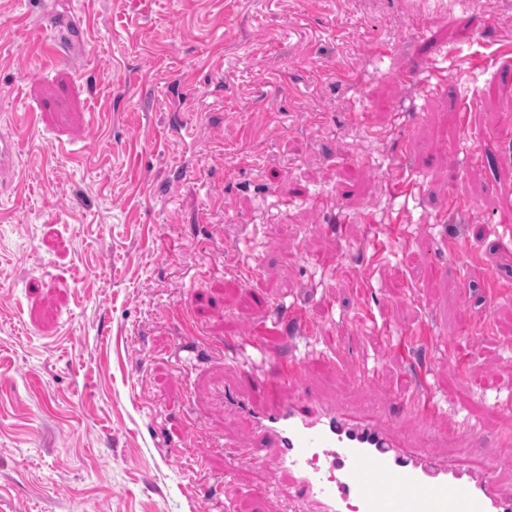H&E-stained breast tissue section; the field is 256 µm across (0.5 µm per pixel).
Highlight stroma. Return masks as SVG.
Returning a JSON list of instances; mask_svg holds the SVG:
<instances>
[{
	"label": "stroma",
	"mask_w": 512,
	"mask_h": 512,
	"mask_svg": "<svg viewBox=\"0 0 512 512\" xmlns=\"http://www.w3.org/2000/svg\"><path fill=\"white\" fill-rule=\"evenodd\" d=\"M511 74L512 0H0V135L20 143L0 188V512H288L271 464L228 455L250 442L211 389L237 364L184 360L186 308L200 344L262 336L269 376L271 311L302 305L320 333L303 389L466 461L471 416L496 459ZM420 325L433 347L379 341ZM363 362L381 378L356 383ZM423 364L429 424L395 390Z\"/></svg>",
	"instance_id": "stroma-1"
}]
</instances>
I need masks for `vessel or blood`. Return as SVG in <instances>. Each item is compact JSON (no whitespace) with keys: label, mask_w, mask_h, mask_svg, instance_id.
Here are the masks:
<instances>
[{"label":"vessel or blood","mask_w":512,"mask_h":512,"mask_svg":"<svg viewBox=\"0 0 512 512\" xmlns=\"http://www.w3.org/2000/svg\"><path fill=\"white\" fill-rule=\"evenodd\" d=\"M16 157L15 140L1 136L0 182L13 175ZM223 350L240 370L215 396L240 413L249 456L293 479V504L315 501L321 512H512V483H499L489 464L451 462L425 442L403 447L396 427L354 419L308 394L281 399L280 388L302 385L303 369L299 360L278 358L272 380L251 372L252 359L268 355L261 337L224 341ZM401 403L403 411L425 418L439 410L422 379Z\"/></svg>","instance_id":"1"}]
</instances>
